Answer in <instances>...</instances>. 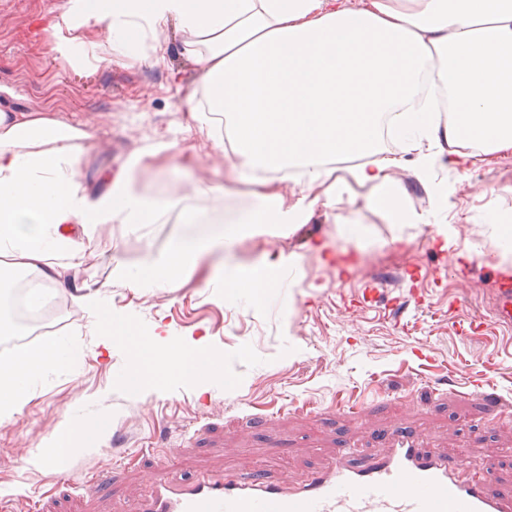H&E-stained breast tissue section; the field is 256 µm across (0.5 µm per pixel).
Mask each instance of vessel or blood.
I'll list each match as a JSON object with an SVG mask.
<instances>
[{"label":"vessel or blood","mask_w":512,"mask_h":512,"mask_svg":"<svg viewBox=\"0 0 512 512\" xmlns=\"http://www.w3.org/2000/svg\"><path fill=\"white\" fill-rule=\"evenodd\" d=\"M496 298L498 325L511 332L512 285L500 284ZM149 512H512V502L487 491L482 465L463 471L401 441L366 466L340 459L295 487L258 472L206 475L190 486L163 480Z\"/></svg>","instance_id":"b4317fda"}]
</instances>
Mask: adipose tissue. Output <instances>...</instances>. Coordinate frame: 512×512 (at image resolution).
<instances>
[{
	"label": "adipose tissue",
	"instance_id": "ef3b65f1",
	"mask_svg": "<svg viewBox=\"0 0 512 512\" xmlns=\"http://www.w3.org/2000/svg\"><path fill=\"white\" fill-rule=\"evenodd\" d=\"M60 18L72 35L56 42L54 52L72 56L95 35L102 39L99 60L107 65L129 57L137 38L177 26L183 51L198 69L187 112L202 129L223 121L229 174L254 186L263 204L237 224L215 225L205 241L174 240L136 275L115 264L116 285L181 287L203 253L240 236L292 233L315 208L335 209L353 185L392 223L420 224L393 175L402 158L381 153L383 114H394L391 136L411 153L425 185L436 161L490 164L512 153V0H360L355 8L340 0H64ZM428 81L451 96L447 117L421 100ZM91 137L50 112L0 110L1 286L29 272L66 287L65 264L80 258L83 236L108 224H152L164 209L181 210L187 224L203 220V213L183 207L178 193L154 199L137 189L134 172L163 165L170 148L163 141L132 155L127 168L91 190L80 174ZM351 156L363 157V164L339 167ZM288 169L302 181L292 205L277 178ZM299 262L294 253H268L223 270L224 298L263 303ZM76 301L92 318L104 351L125 349L130 367L121 382L128 389L181 383L203 391L223 378V355L207 337L173 341L142 329L115 314L98 290ZM71 361L42 346L0 363V419L25 405L34 375ZM102 428L87 421L59 429L37 464L61 466L90 448Z\"/></svg>",
	"mask_w": 512,
	"mask_h": 512
}]
</instances>
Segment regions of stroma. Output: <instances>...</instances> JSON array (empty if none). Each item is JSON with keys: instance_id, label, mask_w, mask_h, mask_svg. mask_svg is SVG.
Returning a JSON list of instances; mask_svg holds the SVG:
<instances>
[{"instance_id": "1", "label": "stroma", "mask_w": 512, "mask_h": 512, "mask_svg": "<svg viewBox=\"0 0 512 512\" xmlns=\"http://www.w3.org/2000/svg\"><path fill=\"white\" fill-rule=\"evenodd\" d=\"M59 5L0 0V86L8 90L0 108L51 112L89 127L86 182L156 140H171L165 169L143 178L149 194L161 198L179 184L184 206L228 223L258 210L247 185L225 179L227 162L213 140L183 132L178 88L195 81L197 68L178 48L180 33L166 30L157 62L147 37L139 56L122 64L97 62L93 48L72 63L50 50L68 29H33L39 18L57 16ZM201 175L223 184V198L197 195ZM394 177L404 203L426 223L403 228L345 197L335 218L319 211L289 235L238 240V262L267 251L302 257L263 304L225 301L212 256L181 288L108 289L113 311L143 328L161 324L173 339L208 333L224 355L225 377L202 394L181 385L161 393L124 387L126 352L99 355L98 330L70 289L43 286V307L61 318L31 345L54 344L76 359L31 379L26 405L0 423V512H141L158 479L190 483L203 473L259 470L270 481L298 484L342 451L350 463H367L401 437L461 466L485 464L489 490L512 498V335L489 322L492 292L512 280V263L496 262L488 229L512 217V155L467 169L436 164L433 180L447 189L455 216L449 245L434 232L431 196L411 165ZM343 221L360 226L362 237L343 239ZM206 231L182 223L176 210L140 228L109 225L85 238L81 263L66 278L110 281L116 261L137 270L172 240ZM469 321L481 329L462 331ZM354 403L357 421L347 413ZM83 419L107 422L96 448L60 468L29 464L56 430ZM102 448L111 450L114 468L92 494L84 482Z\"/></svg>"}]
</instances>
